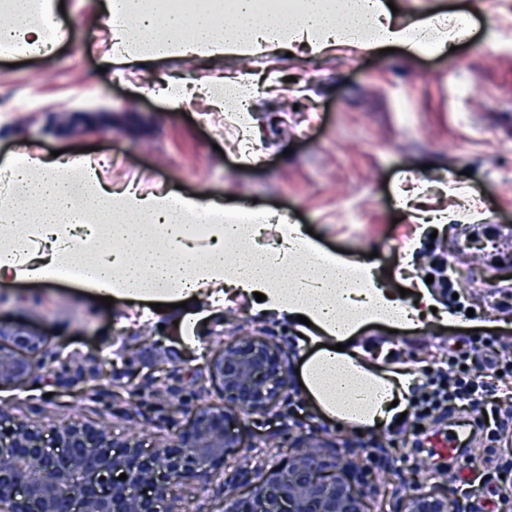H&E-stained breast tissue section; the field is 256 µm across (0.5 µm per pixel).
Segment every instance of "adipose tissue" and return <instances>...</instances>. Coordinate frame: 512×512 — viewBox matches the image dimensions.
<instances>
[{
  "label": "adipose tissue",
  "mask_w": 512,
  "mask_h": 512,
  "mask_svg": "<svg viewBox=\"0 0 512 512\" xmlns=\"http://www.w3.org/2000/svg\"><path fill=\"white\" fill-rule=\"evenodd\" d=\"M55 0H0V45L25 56L51 42ZM109 41L124 60L150 64L183 58L257 57L301 45L316 56L348 47L393 46L409 58L442 53L470 34L467 20L447 31L430 20L394 21L385 0H193L185 10L151 0H102ZM176 102L205 100L218 112L247 109L240 80L203 78L195 87L166 77ZM72 155H23L0 163V283L51 281L79 266L77 288L135 306L171 305L177 332L196 347L201 321L242 303L251 313L284 317L300 334L303 391L326 418L363 433L396 428L420 382L415 367L391 363L385 348L353 346L371 325L421 326L436 301L418 285L410 297L388 288L374 266L322 253L302 225L280 224L278 251L262 242L263 224L194 222L217 206L169 191L107 189ZM85 193L76 197L74 183ZM82 248L73 251L72 236ZM263 301H256V294ZM343 351H336V344Z\"/></svg>",
  "instance_id": "1"
}]
</instances>
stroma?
<instances>
[{"instance_id":"35a3bbf8","label":"stroma","mask_w":512,"mask_h":512,"mask_svg":"<svg viewBox=\"0 0 512 512\" xmlns=\"http://www.w3.org/2000/svg\"><path fill=\"white\" fill-rule=\"evenodd\" d=\"M63 2L58 22L67 40L15 63L0 57V160L27 151L47 159L58 150L77 154L95 146L119 159L101 173L105 186L130 184L144 194L179 190L232 209L248 197L258 209L312 228L324 251L372 258L393 289L424 276L431 257L449 259L468 279L461 294L474 311L469 325L489 329L497 348L512 350V290L495 285L497 277L512 275V0H392L400 21L469 17L466 42L443 55L410 60L399 51L363 55L338 48L315 59L298 49L289 56L216 59L215 72L259 80L250 103L261 132L256 163L243 161L234 124L205 106L175 105L159 94L160 76H181L189 62L152 68L109 62L99 0ZM408 175L426 184L417 208L448 214L436 235L420 232L398 206L397 189ZM446 180L453 184L448 195L440 188ZM413 243L417 263L408 272L403 251ZM0 292L1 319L43 333L70 360L53 384L31 377L0 386V426L26 427L50 448L58 426L70 422L105 430L118 447H164L190 427L192 408L223 406L224 395L204 368L207 356L222 353L232 338L268 331L291 369L299 367L294 324L254 316L245 305L233 308L226 324L207 322L199 348L190 351L169 329L168 316L143 322L135 306H108L63 282L16 283ZM466 327L435 317L413 331L369 327L357 342L388 346L397 362L415 366L460 349L481 363ZM98 361L112 372V391L123 395L131 388L130 364L145 375L186 361L202 375L175 395L149 396L128 410L105 396L96 403L79 396ZM234 429L241 447L229 449L206 484L186 485L170 512H224L225 483L244 471L287 465L294 444L313 434L350 443V456L376 486L370 507L406 512L417 490L434 489L447 496L452 512H483L482 501L460 495L454 460H446L441 476L426 456L411 471L396 459L410 451L411 433L367 437L327 422L299 383L272 412L243 416ZM470 446L493 487L512 494V435L491 448L476 436Z\"/></svg>"}]
</instances>
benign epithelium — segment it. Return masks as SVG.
Returning <instances> with one entry per match:
<instances>
[{"instance_id":"obj_1","label":"benign epithelium","mask_w":512,"mask_h":512,"mask_svg":"<svg viewBox=\"0 0 512 512\" xmlns=\"http://www.w3.org/2000/svg\"><path fill=\"white\" fill-rule=\"evenodd\" d=\"M5 338L29 353L44 345L38 334L0 325V385L48 374L49 363L60 359L55 351L51 362L33 363L4 347ZM208 372L224 393V407H198L192 429L151 454L116 452L105 431L75 424L58 429V451L33 432L0 431V512H167L177 488L200 480L228 449L239 447L230 421L271 408L291 377L288 360L260 338L225 345ZM319 448L298 449L287 466L261 470L256 481L226 484L224 512H365L375 486L364 477L353 488L344 478L351 471L346 454L337 448L329 461ZM122 473L127 479H119ZM408 512H448V502L421 492Z\"/></svg>"}]
</instances>
